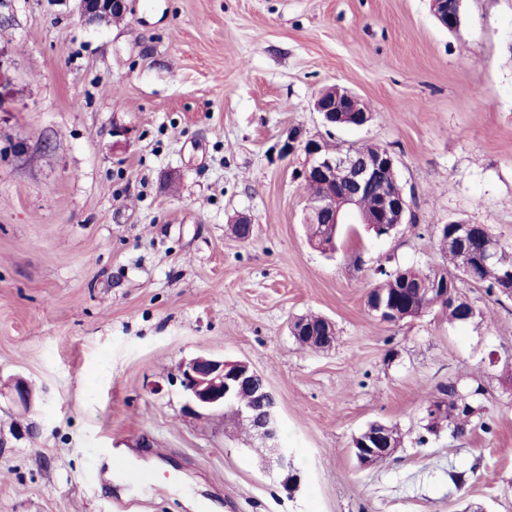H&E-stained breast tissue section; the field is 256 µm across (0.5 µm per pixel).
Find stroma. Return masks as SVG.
<instances>
[{"instance_id": "stroma-1", "label": "stroma", "mask_w": 512, "mask_h": 512, "mask_svg": "<svg viewBox=\"0 0 512 512\" xmlns=\"http://www.w3.org/2000/svg\"><path fill=\"white\" fill-rule=\"evenodd\" d=\"M127 3L95 25L78 0H0V512H512V299L459 281L464 325L365 303L378 266L443 267L427 225L512 247V0H461L453 31L429 0ZM334 85L372 120L327 130L313 103ZM292 128L392 152L411 223L377 239L351 214L313 247ZM308 314L334 323L332 349L294 340ZM199 355L264 376L276 449L186 411L179 366ZM451 382L483 388L492 432L425 434ZM374 421L402 444L364 468L352 442ZM119 454L151 483L108 479Z\"/></svg>"}]
</instances>
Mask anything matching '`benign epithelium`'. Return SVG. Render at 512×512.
<instances>
[{
  "instance_id": "1",
  "label": "benign epithelium",
  "mask_w": 512,
  "mask_h": 512,
  "mask_svg": "<svg viewBox=\"0 0 512 512\" xmlns=\"http://www.w3.org/2000/svg\"><path fill=\"white\" fill-rule=\"evenodd\" d=\"M460 0H432V10L442 26L454 30L460 21ZM79 18L82 22H119L126 18L127 0H79ZM314 107L327 127L344 124L352 127L365 125L372 116L367 104L354 93L339 87L323 90ZM304 155L298 178L308 183L321 182L325 191L308 200L306 223L315 224L321 214L329 213L334 223H343L346 212L354 210L363 224H381L386 235L404 223L410 204L404 193L394 195L385 180V173L395 171L396 161L387 150L375 156L354 150L331 152L321 139L304 136L299 128L289 131L282 154L295 152ZM373 192L381 199L380 210L368 213L361 208L362 198ZM447 235L445 245L464 255L465 274L473 277L477 266L500 257V242L491 235L484 224H452L436 228ZM373 296L367 307L387 323L396 324L407 316V309L398 308L386 298L380 288L371 289ZM323 335L310 334L311 326L300 317L291 326L298 344L307 346L322 342L331 336L334 328L324 319L320 322ZM180 384L190 397L193 406L205 410H222L237 407V400L249 395L250 402L241 410L251 429L265 441L277 439L278 426L274 414L275 397L264 378L248 363L226 361L210 356H197L181 367ZM397 450L393 444L389 425L374 422L365 428L360 447L355 449L362 466H370L389 459ZM278 478L284 490H291L299 481L298 472L285 452L279 455Z\"/></svg>"
}]
</instances>
